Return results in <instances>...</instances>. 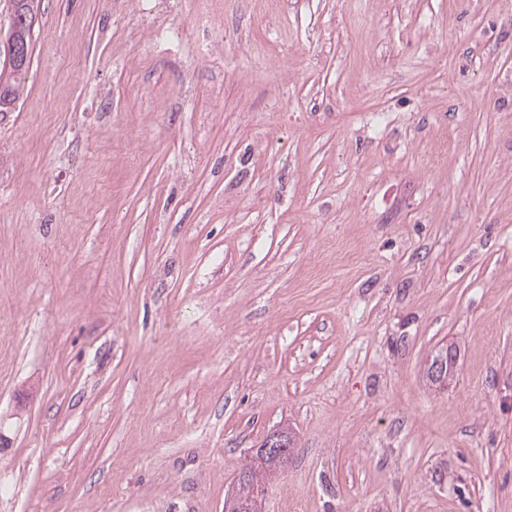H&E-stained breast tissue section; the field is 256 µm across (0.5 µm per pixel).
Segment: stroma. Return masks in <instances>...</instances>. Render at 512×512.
Masks as SVG:
<instances>
[{"instance_id":"1","label":"stroma","mask_w":512,"mask_h":512,"mask_svg":"<svg viewBox=\"0 0 512 512\" xmlns=\"http://www.w3.org/2000/svg\"><path fill=\"white\" fill-rule=\"evenodd\" d=\"M283 422L267 512H512V0H39L0 512H224Z\"/></svg>"}]
</instances>
